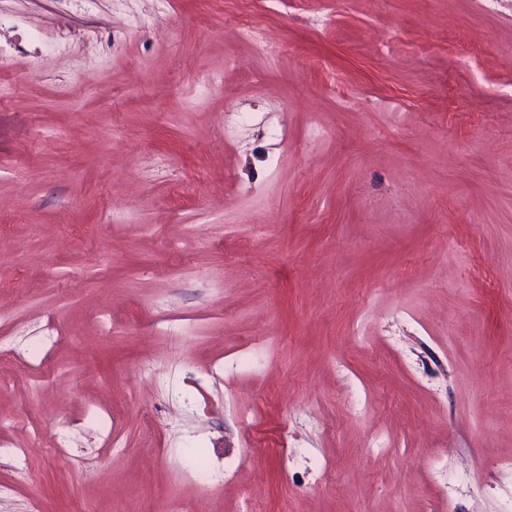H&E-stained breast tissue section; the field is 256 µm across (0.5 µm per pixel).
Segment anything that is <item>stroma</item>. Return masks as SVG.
I'll return each mask as SVG.
<instances>
[{"label":"stroma","instance_id":"1","mask_svg":"<svg viewBox=\"0 0 512 512\" xmlns=\"http://www.w3.org/2000/svg\"><path fill=\"white\" fill-rule=\"evenodd\" d=\"M1 77L0 512H512V0H0Z\"/></svg>","mask_w":512,"mask_h":512}]
</instances>
